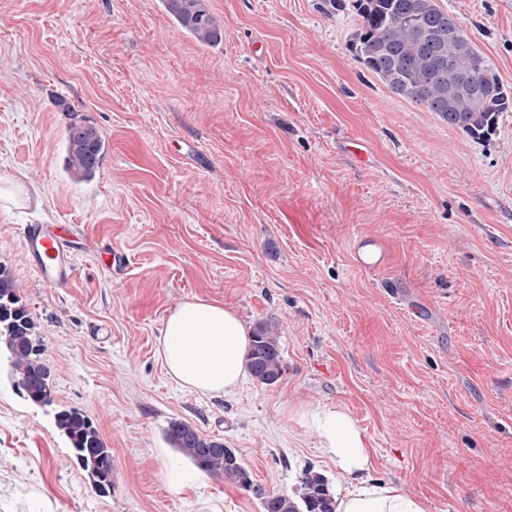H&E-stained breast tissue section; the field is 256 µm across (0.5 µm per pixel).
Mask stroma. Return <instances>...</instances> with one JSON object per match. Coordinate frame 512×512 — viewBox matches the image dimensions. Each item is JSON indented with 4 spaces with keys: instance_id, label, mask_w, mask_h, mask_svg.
Returning <instances> with one entry per match:
<instances>
[{
    "instance_id": "stroma-1",
    "label": "stroma",
    "mask_w": 512,
    "mask_h": 512,
    "mask_svg": "<svg viewBox=\"0 0 512 512\" xmlns=\"http://www.w3.org/2000/svg\"><path fill=\"white\" fill-rule=\"evenodd\" d=\"M352 2L210 0L223 39L203 46L161 0H0V177L21 182L0 200V267L56 402L112 450L101 496L1 368L0 512H261L164 430L192 422L292 494L308 468L336 480L294 418L308 404L346 409L373 482L426 512H512V111L474 140L394 95L354 57ZM436 2L512 92V0ZM75 110L106 139L86 180L65 169ZM48 222L89 245L61 289L22 245L25 225ZM366 237L386 239L385 267L355 265ZM104 244L130 256L120 277ZM195 297L277 326V384L201 394L168 374L164 321Z\"/></svg>"
}]
</instances>
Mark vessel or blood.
I'll use <instances>...</instances> for the list:
<instances>
[{
  "label": "vessel or blood",
  "mask_w": 512,
  "mask_h": 512,
  "mask_svg": "<svg viewBox=\"0 0 512 512\" xmlns=\"http://www.w3.org/2000/svg\"><path fill=\"white\" fill-rule=\"evenodd\" d=\"M28 262L46 287L62 288L74 273V255L79 245L75 225L29 224L22 231ZM355 262L363 269H376L386 261L382 240L362 238L353 245Z\"/></svg>",
  "instance_id": "b4317fda"
}]
</instances>
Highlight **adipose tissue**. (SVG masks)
I'll list each match as a JSON object with an SVG mask.
<instances>
[{
	"mask_svg": "<svg viewBox=\"0 0 512 512\" xmlns=\"http://www.w3.org/2000/svg\"><path fill=\"white\" fill-rule=\"evenodd\" d=\"M250 337L237 313L217 301L196 298L166 319L159 339L168 373L202 394L235 390L246 375ZM295 418L312 427L323 453L346 485L337 512H425L422 500L398 486L380 487L368 478L373 467L367 439L340 406L306 405Z\"/></svg>",
	"mask_w": 512,
	"mask_h": 512,
	"instance_id": "1",
	"label": "adipose tissue"
}]
</instances>
